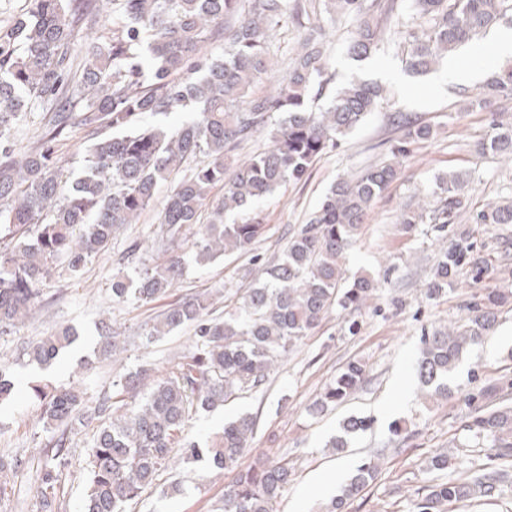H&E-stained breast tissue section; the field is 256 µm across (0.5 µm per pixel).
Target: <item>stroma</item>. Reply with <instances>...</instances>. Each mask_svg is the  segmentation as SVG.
Here are the masks:
<instances>
[{
  "label": "stroma",
  "instance_id": "stroma-1",
  "mask_svg": "<svg viewBox=\"0 0 512 512\" xmlns=\"http://www.w3.org/2000/svg\"><path fill=\"white\" fill-rule=\"evenodd\" d=\"M330 47V66L336 84L373 80L386 88V96L365 122L340 145L316 160L306 178L291 182L265 197L260 207L267 231L254 254H234L199 266L188 263L182 279L165 295L142 304L131 301L115 306L110 301L112 276L124 272L135 276L142 265L158 256L161 238L156 208L147 209L139 223L126 225L113 238L109 249L91 258L82 271L71 274L58 267L40 286L42 301L17 332L0 336V358L14 361L18 384L8 406L0 408V452L21 458L5 494L0 512H31L45 457L35 430L41 403L33 394L35 384L51 388L81 384L88 402L115 390L125 375L149 369L152 379L166 376L175 358L191 343L192 328L180 329L152 344L140 339L142 324L160 314L168 304L195 294H211L216 316L234 304L260 277L264 263L276 260L289 238L304 224L321 196L342 176L389 159L395 147H405L398 180L380 197L357 243L347 254L349 277L367 275L379 283L369 308L357 313V335L347 331L348 313L333 308L321 325L298 348L272 370L259 391L228 400L214 412L197 415L185 427L186 435L202 440L220 431L225 420L241 414L256 419V428L242 462L250 464L259 453L269 459L293 462V481L279 498L277 512H317L321 502L339 495L355 468L376 452H383L377 479L345 512H411L413 502L433 475L426 469L436 453L467 452L477 463L487 461V449L475 447L463 421L467 398L487 379L512 380V343L500 342L498 329L512 325V308L498 313L495 331L479 345L468 349L448 377V399H427L414 374L419 339L425 329L453 325L460 318V304L472 288L460 277L448 296L429 301L424 288L443 242L469 235L480 255L491 258L492 275L487 288H512V224H471L460 221L437 230L419 225L404 233L396 219L400 212L424 207L438 176L460 173L467 182L472 203L482 206L512 197V158L479 151L493 116L512 122V97L499 99L494 112L468 109L465 90L477 88L489 71L502 66V59L480 56L490 33H482L462 46L453 60L455 74L446 68L424 76L407 75L401 63L404 39L389 32L380 49L369 59L356 62L345 46L353 31L349 20L323 19ZM405 113L415 123L429 125L430 140L405 143L404 128L393 122ZM109 320L124 332L126 349L107 358L98 349L97 328ZM70 324L79 335L73 352L61 353L51 363L27 364L24 346L50 333L57 325ZM363 362L367 382L342 405L321 415H309V407L350 360ZM351 415L371 419L370 429L349 437L347 452L331 454L328 443L341 435L343 420ZM405 425L410 436L394 435V425ZM71 453L60 476L62 512H80L86 482V457L92 441L87 429L73 430ZM335 471L336 478L322 491H314L315 476ZM171 471L161 472L155 486L134 504L132 512H209L225 483L206 463L199 462L182 473L183 491L171 496L165 489Z\"/></svg>",
  "mask_w": 512,
  "mask_h": 512
}]
</instances>
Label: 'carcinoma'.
Instances as JSON below:
<instances>
[{
    "label": "carcinoma",
    "mask_w": 512,
    "mask_h": 512,
    "mask_svg": "<svg viewBox=\"0 0 512 512\" xmlns=\"http://www.w3.org/2000/svg\"><path fill=\"white\" fill-rule=\"evenodd\" d=\"M507 0H414L407 17L397 0L373 7L367 0H30V8L0 30V335L13 333L40 301L39 284L63 264L78 273L108 247L126 224H136L154 203L159 187L170 185L158 212L169 243L161 259L137 278L112 276L114 303L131 298L147 304L166 294L184 275L180 251L185 233L196 229L192 257L206 265L235 252H248L266 232L257 202L280 187L299 182L313 163L335 149L382 98L376 82L351 81L329 93L335 74L328 45L314 35L319 17L352 22L346 46L354 60L370 57L393 27H410L404 69L411 75L437 70L442 58L495 25ZM110 6L116 18L112 35L88 43L76 60L69 53L76 40L77 13H99ZM304 30L292 49L285 76L274 92L248 95L255 80L273 71L269 39L280 22ZM224 29V53L206 52L218 29ZM512 95V64L491 71L470 105L481 109ZM40 107L49 115L40 144L17 151L15 127L25 113ZM189 112L179 126L141 124L146 114ZM71 126L89 130L92 143L83 172L66 194L56 142ZM270 128V145L240 163L228 162V150L253 133ZM109 129L113 134L102 136ZM412 142L431 138L428 125L405 126ZM481 151L512 154V124L492 120ZM398 148L392 158L354 176L341 177L324 194L306 223L289 238L282 256L264 268L265 281L247 289L233 312L212 317L210 298L196 295L171 304L144 324L140 336L150 343L190 326L195 341L178 356L168 375L146 385L142 369L122 388L103 394L90 406L77 387L49 390L31 386L42 401L40 421L50 432L79 425L93 431L88 449V482L81 512H128L152 488L170 454L181 448V462L202 459L231 475L224 484L222 512H275L277 499L293 481L287 459L243 465L241 458L256 421L243 414L201 444L183 436L193 415L212 412L228 399L263 387L279 359L288 355L336 305L359 312L368 307L377 286L365 276L345 284L342 260L357 241L373 205L397 179ZM199 154L209 162L190 170ZM224 196L214 219L200 217L216 187ZM435 204L427 213L407 210L399 224L411 233L428 221L451 224L471 209L465 180L450 172L436 178ZM474 224H512L509 200L472 209ZM477 286L491 267L463 238L440 250L425 295L448 294L463 271ZM512 290L483 288L463 305L465 318L453 327L439 326L420 336L416 377L438 398L448 397V375L463 352L493 327ZM78 336L60 325L24 348L28 360L45 365ZM100 349L112 356L126 340L108 322L98 329ZM367 379L366 366L350 360L317 400L319 413L348 400ZM15 388L13 366L0 360V405ZM512 382L489 380L469 398L464 430L488 441L490 457L512 461ZM370 420L348 417L344 435L332 440L337 453L346 436L363 431ZM46 463L35 495L36 512H61L59 472L70 453L61 433L44 445ZM380 455L359 465L342 494L324 512H342L379 471ZM431 473L465 474L425 486L416 512H458L494 499L506 474L474 468L465 453H440L427 463Z\"/></svg>",
    "instance_id": "1"
}]
</instances>
